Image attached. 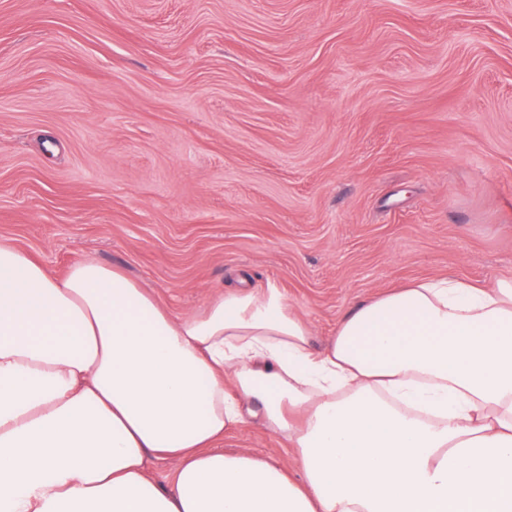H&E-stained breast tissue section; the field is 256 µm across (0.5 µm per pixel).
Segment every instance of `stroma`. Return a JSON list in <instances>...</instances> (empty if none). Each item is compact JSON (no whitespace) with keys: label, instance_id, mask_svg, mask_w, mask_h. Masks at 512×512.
<instances>
[{"label":"stroma","instance_id":"35a3bbf8","mask_svg":"<svg viewBox=\"0 0 512 512\" xmlns=\"http://www.w3.org/2000/svg\"><path fill=\"white\" fill-rule=\"evenodd\" d=\"M0 238L178 315L273 282L318 344L410 281L511 279L512 0H0Z\"/></svg>","mask_w":512,"mask_h":512}]
</instances>
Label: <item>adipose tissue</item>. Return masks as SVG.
I'll use <instances>...</instances> for the list:
<instances>
[{
  "label": "adipose tissue",
  "instance_id": "adipose-tissue-1",
  "mask_svg": "<svg viewBox=\"0 0 512 512\" xmlns=\"http://www.w3.org/2000/svg\"><path fill=\"white\" fill-rule=\"evenodd\" d=\"M254 419L293 464L224 452ZM0 512H512V280L412 282L317 348L276 284L178 316L0 240Z\"/></svg>",
  "mask_w": 512,
  "mask_h": 512
}]
</instances>
